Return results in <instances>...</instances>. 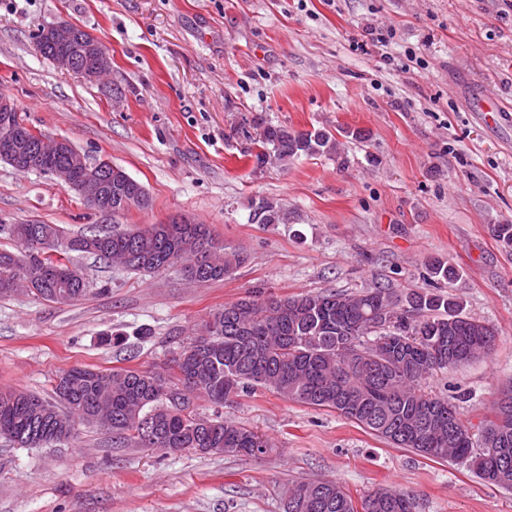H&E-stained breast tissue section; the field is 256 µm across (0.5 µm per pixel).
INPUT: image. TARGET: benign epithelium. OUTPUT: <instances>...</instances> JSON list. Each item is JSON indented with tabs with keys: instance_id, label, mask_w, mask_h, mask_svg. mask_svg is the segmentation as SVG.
Here are the masks:
<instances>
[{
	"instance_id": "7a95c632",
	"label": "benign epithelium",
	"mask_w": 512,
	"mask_h": 512,
	"mask_svg": "<svg viewBox=\"0 0 512 512\" xmlns=\"http://www.w3.org/2000/svg\"><path fill=\"white\" fill-rule=\"evenodd\" d=\"M82 27L69 22H52L47 26V34L52 45L57 48L54 63L63 69L72 67L76 59L88 62L85 69L87 79L96 83L111 70L112 59L97 40L83 41L79 38ZM13 111L6 97L0 98V160L11 163L20 171H42L49 158L64 155L67 163L54 169L52 175L59 183L75 192L88 206L97 212L110 216L112 209L102 206L107 194L108 184L103 181L101 171L113 170L110 178H117L121 171L112 163L102 160L89 163L77 151L71 142L64 138L48 139L44 136L31 143L14 132L9 121V112Z\"/></svg>"
}]
</instances>
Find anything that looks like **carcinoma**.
Masks as SVG:
<instances>
[{
  "label": "carcinoma",
  "instance_id": "obj_1",
  "mask_svg": "<svg viewBox=\"0 0 512 512\" xmlns=\"http://www.w3.org/2000/svg\"><path fill=\"white\" fill-rule=\"evenodd\" d=\"M326 155L348 164L326 130L296 131L268 125L259 150L248 152L254 167L303 156ZM137 193L133 182L112 183V205ZM293 216L273 200L252 202L253 224H290ZM12 248H0V297L26 288L54 303L82 298L89 287L70 253L118 263L128 272H154L176 263L192 281L230 276L245 261L228 250L208 224H147L142 229L89 230L65 235L57 224H1ZM432 277L451 281L454 267L428 261ZM493 326L463 313L457 297L412 290L405 294L376 286L356 292L274 296L260 290L214 310L171 360L173 375L121 369L72 368L57 376L69 398L46 399L24 390L0 391V439L18 448L67 445L75 440V418L96 416L119 443L146 448H205L209 453L253 455L268 442L221 415L202 416L194 400L216 406L261 387L282 398L332 410L396 447L429 459L469 458L482 480L512 489V420L494 426L498 404L473 434L447 399L422 389L436 370L453 368L494 348ZM157 425L153 440L142 425ZM320 508L311 511V496ZM364 512H412V502L391 489L363 497ZM284 512H357L338 482L292 484Z\"/></svg>",
  "mask_w": 512,
  "mask_h": 512
}]
</instances>
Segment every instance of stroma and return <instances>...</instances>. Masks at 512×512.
Returning <instances> with one entry per match:
<instances>
[{"instance_id":"stroma-1","label":"stroma","mask_w":512,"mask_h":512,"mask_svg":"<svg viewBox=\"0 0 512 512\" xmlns=\"http://www.w3.org/2000/svg\"><path fill=\"white\" fill-rule=\"evenodd\" d=\"M54 21L106 48L112 69L99 84L37 52L39 27ZM0 92L27 125L121 167L151 202L105 216L53 176L0 161V225L76 235L185 215L247 256L209 283L176 266L130 274L82 256L90 287L79 301L0 298L1 390L48 397L75 366L167 372L210 312L252 290L379 285L442 287L497 329L491 354L423 383L464 422L479 425L512 386V249L492 233L512 224V0H0ZM487 96L502 119L478 110ZM270 124L368 137L343 139L345 168L316 156L258 170L249 153ZM262 197L294 223H250ZM433 257L458 278L438 285ZM222 413L270 448L167 453L84 424L61 448L0 440V512H282L289 483L306 478L337 481L357 502L387 487L413 512H512V489L469 461L394 447L336 412L259 388Z\"/></svg>"}]
</instances>
